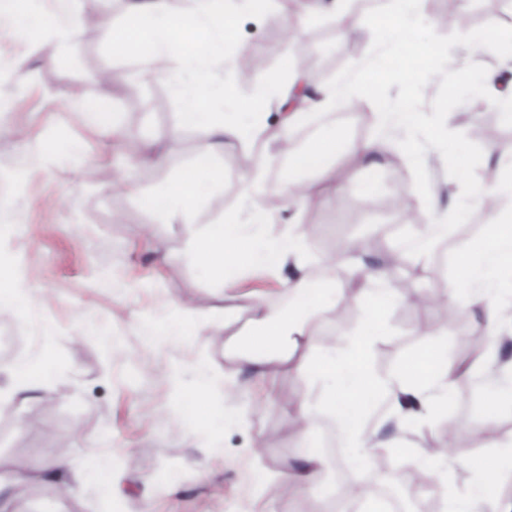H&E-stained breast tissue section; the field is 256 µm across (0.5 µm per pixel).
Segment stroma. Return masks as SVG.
I'll use <instances>...</instances> for the list:
<instances>
[{
	"mask_svg": "<svg viewBox=\"0 0 512 512\" xmlns=\"http://www.w3.org/2000/svg\"><path fill=\"white\" fill-rule=\"evenodd\" d=\"M23 7L33 27L0 31V43L13 54L9 71L0 74V100L9 105L0 115V175L24 179L0 203V270L15 274L29 297L19 308L0 310V324L25 338L20 348L0 353V367L29 356L46 361L49 377L41 399L0 398V459L32 468L61 460L67 467L57 479L27 484L15 512H312L333 487L331 471L323 472L313 498L261 481L260 473L290 469L302 454L298 407L317 384L296 363L320 354L335 337L351 336L365 309L337 296L336 336L324 334L326 317L318 315L292 363L270 372L263 388L214 391L215 412L235 409L238 426L190 430L170 389L172 372L181 371L189 388L199 360L216 375L237 371L250 330L282 303V279L264 272L241 274L227 285L212 279L187 251L183 225L155 214L153 197L210 143L208 129L183 126L184 105L172 85L142 75L138 55L113 46L87 18L77 42L55 47L56 16L45 0H25ZM333 9V0H320L299 21L280 0H270L258 15L237 5L234 34L224 46L227 78L264 71L287 82L308 73L326 85L346 64L362 60L372 42L367 27L341 31ZM421 12L442 35L488 22L512 25V0H468L452 14L440 0H421ZM51 52L52 64L46 61ZM87 112L120 125V139L88 125ZM446 123L492 146L476 170L478 180L512 158V128L502 125L488 100L456 107ZM335 124L351 137L374 140V165L348 167L342 187L330 191L316 173L303 174L311 201L272 210L266 233L301 225L307 250L301 272L312 280L327 268V287L366 263L384 266L390 285L417 290L418 300L387 310L385 332L369 352L375 374L405 367L432 345L443 363L468 367L475 358L472 338L490 341L482 309L462 311L435 299L459 276L456 244L475 241V234L458 228L431 255L417 257L393 240L400 229L419 228L453 208L442 156L434 149L425 155L426 204L403 152L391 136L377 135L370 101L353 98ZM150 144L165 152L167 163L138 166L136 190L128 192L117 171ZM243 153V143L230 138L214 156L218 178L198 204L196 223H221L238 206ZM363 184L375 185V192L361 193ZM179 302L196 307L201 318L218 317L221 330L200 333L189 325L180 335H163ZM365 428L385 445L393 471L414 467L418 449L452 443L442 466L447 480L432 482L435 512H448L449 491L469 489L491 453V439L512 441V404L488 408L479 383L468 377L457 381L443 414L425 426L388 414ZM92 456L121 470L120 495L105 496L100 482L85 480Z\"/></svg>",
	"mask_w": 512,
	"mask_h": 512,
	"instance_id": "obj_1",
	"label": "stroma"
}]
</instances>
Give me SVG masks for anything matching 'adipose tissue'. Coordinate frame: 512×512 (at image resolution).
Instances as JSON below:
<instances>
[{
    "mask_svg": "<svg viewBox=\"0 0 512 512\" xmlns=\"http://www.w3.org/2000/svg\"><path fill=\"white\" fill-rule=\"evenodd\" d=\"M79 2L83 9L95 12L113 45L123 49L136 50L150 31L165 32L161 45L143 58L146 72L155 78L166 77L169 62L175 61L182 70L197 73V80L178 79L174 86L183 101L186 121L208 128L211 150H219L228 137L239 139L251 148L263 147L266 130L261 113H250L248 120L239 124L225 122V105L237 100L235 84L224 82L219 76L224 69V41L229 35L233 0H191L190 11L182 18L170 12L168 0H130L128 11L133 22L124 26L113 24L106 0ZM248 85L249 102L253 105L274 98L284 104L294 94H301L305 110L285 113L282 126L287 130L302 122L305 111L335 109L339 100L353 97L356 91L355 81L324 88L315 85L308 74L283 87L276 75L257 72L250 75ZM307 152L314 158V172L335 186L339 183L337 154L370 164L375 159L376 148L372 141L351 139L343 129L332 126L316 137ZM275 154L287 156L290 167L298 165L299 152L282 147L275 153L265 151L263 162L245 166L241 185L248 208L247 223H240L238 215L232 212L220 224L195 223V207L215 181L208 160L185 171L154 198L158 215L184 225L193 259L203 264L214 279L226 282L249 268L277 270L290 262L301 264L305 258L300 225H287L273 238L261 232L268 221L271 200L286 203L308 197L297 180L270 183L265 162ZM473 198L481 203L494 201L497 207L484 237L458 247L455 259L463 279L461 284L448 288L444 301L457 306L466 297L471 303L482 305L488 327L497 336L502 331L500 291L504 282L512 278V159L502 162L497 179L490 187L476 189ZM353 277L358 284L353 298L356 304L366 308L367 318L350 338L340 340L337 346L326 349L318 357L297 364L298 372L310 375L322 385L316 396L301 402L299 417L306 435L313 432L316 416L340 421L345 443L356 449L357 459L366 461L373 446L362 420L366 395H382L396 406L403 395L419 393L417 378L435 383L445 392L453 387L458 375L431 351L413 368L385 377L376 376L369 368L367 352L382 334L381 311L407 299L408 294L387 285L384 272L376 267L358 265ZM284 288L293 303V312L258 322L251 333L248 351L241 357L250 372L260 378L267 376L273 365L287 362L289 350L296 348L306 336L310 318L327 302L325 289L314 286L304 276L289 279ZM509 475H512V449L495 451L470 497L450 498L448 512H475L476 505L490 498L493 488Z\"/></svg>",
    "mask_w": 512,
    "mask_h": 512,
    "instance_id": "obj_1",
    "label": "adipose tissue"
}]
</instances>
